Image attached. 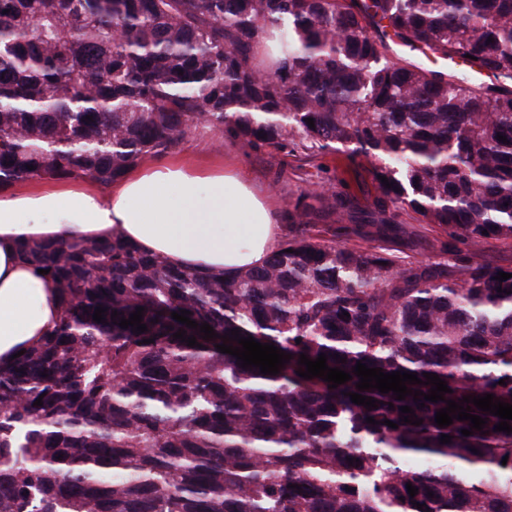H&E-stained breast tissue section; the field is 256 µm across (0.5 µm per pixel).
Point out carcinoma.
<instances>
[{"mask_svg": "<svg viewBox=\"0 0 512 512\" xmlns=\"http://www.w3.org/2000/svg\"><path fill=\"white\" fill-rule=\"evenodd\" d=\"M267 33L283 54L270 77ZM199 129L306 164L370 158L372 207L358 223L356 195L328 186L325 239L303 194L271 258L229 278L118 235L21 244L60 317L0 366V512H512L501 419L472 404L482 430L435 424L465 396L512 405V266L479 260L512 239V0H0V189L107 187ZM405 208L444 233L427 261L392 246ZM139 307L147 331L120 327ZM233 329L292 359L242 368L215 348L239 346ZM302 353L452 392L372 388L370 411L346 396L355 375L300 377Z\"/></svg>", "mask_w": 512, "mask_h": 512, "instance_id": "obj_1", "label": "carcinoma"}]
</instances>
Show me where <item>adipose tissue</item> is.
<instances>
[{
  "label": "adipose tissue",
  "instance_id": "adipose-tissue-1",
  "mask_svg": "<svg viewBox=\"0 0 512 512\" xmlns=\"http://www.w3.org/2000/svg\"><path fill=\"white\" fill-rule=\"evenodd\" d=\"M121 235L136 248L200 273L232 276L264 264L282 239L272 204L239 167L154 159L108 188L84 178L0 194V362L59 320L51 291L20 256L27 240Z\"/></svg>",
  "mask_w": 512,
  "mask_h": 512
}]
</instances>
